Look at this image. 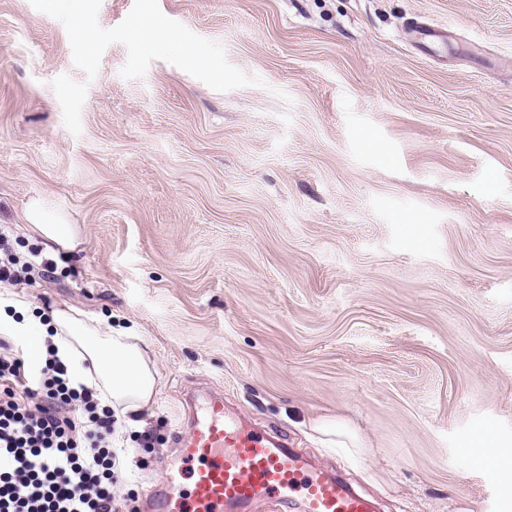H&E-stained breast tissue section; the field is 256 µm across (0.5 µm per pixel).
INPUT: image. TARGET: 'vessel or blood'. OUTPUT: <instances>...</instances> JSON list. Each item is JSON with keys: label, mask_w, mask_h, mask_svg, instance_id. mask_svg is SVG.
Instances as JSON below:
<instances>
[{"label": "vessel or blood", "mask_w": 512, "mask_h": 512, "mask_svg": "<svg viewBox=\"0 0 512 512\" xmlns=\"http://www.w3.org/2000/svg\"><path fill=\"white\" fill-rule=\"evenodd\" d=\"M179 448L189 488L150 490V512H248L266 499L285 512H372L370 502L338 477L231 416L220 395L193 412Z\"/></svg>", "instance_id": "1"}]
</instances>
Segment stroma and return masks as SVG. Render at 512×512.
Segmentation results:
<instances>
[{"label": "stroma", "instance_id": "stroma-1", "mask_svg": "<svg viewBox=\"0 0 512 512\" xmlns=\"http://www.w3.org/2000/svg\"><path fill=\"white\" fill-rule=\"evenodd\" d=\"M261 78L218 92L121 44L94 79L64 26L0 0V226L72 224L56 273L10 287L133 331L158 373L113 487L163 484L186 395L340 472L377 512H512V0H158ZM444 29L420 45L410 23ZM88 84L80 135L52 81ZM356 445L327 448L314 421ZM26 220L27 229L40 237L46 252H54L58 247L76 249L71 225L61 213L50 211L40 201H33L26 209Z\"/></svg>", "mask_w": 512, "mask_h": 512}]
</instances>
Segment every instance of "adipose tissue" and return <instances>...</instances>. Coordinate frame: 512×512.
Instances as JSON below:
<instances>
[{
	"mask_svg": "<svg viewBox=\"0 0 512 512\" xmlns=\"http://www.w3.org/2000/svg\"><path fill=\"white\" fill-rule=\"evenodd\" d=\"M26 220L45 251L75 249L71 226L61 213L34 201L26 209ZM1 331L23 339L26 357L33 364L45 354L46 336H54L57 355L68 364L72 383L95 387L116 414L140 411L154 397L156 372L146 348L128 329L112 327L69 305L52 309L44 320L27 302L8 296L0 298Z\"/></svg>",
	"mask_w": 512,
	"mask_h": 512,
	"instance_id": "obj_1",
	"label": "adipose tissue"
}]
</instances>
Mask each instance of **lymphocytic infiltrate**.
I'll use <instances>...</instances> for the list:
<instances>
[{
    "label": "lymphocytic infiltrate",
    "mask_w": 512,
    "mask_h": 512,
    "mask_svg": "<svg viewBox=\"0 0 512 512\" xmlns=\"http://www.w3.org/2000/svg\"><path fill=\"white\" fill-rule=\"evenodd\" d=\"M45 347L34 366L0 336V512H116L117 419Z\"/></svg>",
    "instance_id": "obj_1"
}]
</instances>
